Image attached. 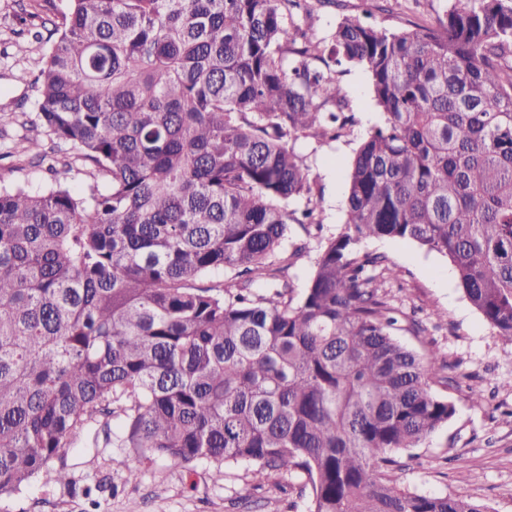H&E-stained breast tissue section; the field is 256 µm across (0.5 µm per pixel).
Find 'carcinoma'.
I'll return each mask as SVG.
<instances>
[{
	"label": "carcinoma",
	"mask_w": 512,
	"mask_h": 512,
	"mask_svg": "<svg viewBox=\"0 0 512 512\" xmlns=\"http://www.w3.org/2000/svg\"><path fill=\"white\" fill-rule=\"evenodd\" d=\"M68 2L34 108L93 183L0 187V500L71 484L67 450L101 418L95 439L147 459L300 477L307 512H489L382 477L455 415L432 389L453 378L394 337L374 275L394 268L360 244L447 257L512 343V0L431 27L345 16L329 49L299 25L284 40L303 0ZM352 66L383 124L297 297L288 224L322 218L288 143L354 124Z\"/></svg>",
	"instance_id": "cac0c4a2"
}]
</instances>
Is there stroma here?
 <instances>
[{
    "label": "stroma",
    "instance_id": "obj_1",
    "mask_svg": "<svg viewBox=\"0 0 512 512\" xmlns=\"http://www.w3.org/2000/svg\"><path fill=\"white\" fill-rule=\"evenodd\" d=\"M453 0H340L319 7L311 0L301 19L323 42L346 15L388 29L417 23L434 25ZM65 0H0V186H19L37 194L62 183L84 190L91 178L74 148L49 153L45 162L27 150L35 119L33 81L45 62L47 45L23 32L28 14L60 20ZM355 115L347 133L328 145L298 139L295 151L321 190L323 230L288 226L284 254L295 289L305 287L320 254V238L341 232L348 165L354 148L382 122L370 92V77L358 67L338 76ZM301 256H294L297 245ZM360 248L382 253L395 274L378 279L389 302L399 311L398 340L417 352L436 350L460 376L456 383L436 385L452 401L454 417L421 447L402 453L395 471L398 485L430 495H462L487 505L491 512H512V344L504 342L474 311L457 286L445 257L396 239H367ZM429 327V335L410 331L411 321ZM484 396L474 403L472 393ZM95 426H87L66 462L72 487L35 484L24 494L0 501V512H305L304 500L290 502L275 482L254 488L246 467L218 472L203 461L175 467L163 460L143 461L135 448H103L93 443ZM140 470L137 482L126 480L128 468Z\"/></svg>",
    "mask_w": 512,
    "mask_h": 512
}]
</instances>
